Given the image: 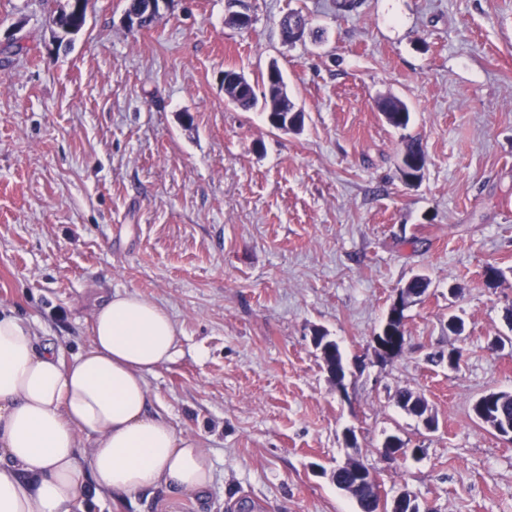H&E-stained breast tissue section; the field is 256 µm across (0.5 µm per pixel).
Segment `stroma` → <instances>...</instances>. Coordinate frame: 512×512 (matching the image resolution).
I'll use <instances>...</instances> for the list:
<instances>
[{
    "label": "stroma",
    "instance_id": "1",
    "mask_svg": "<svg viewBox=\"0 0 512 512\" xmlns=\"http://www.w3.org/2000/svg\"><path fill=\"white\" fill-rule=\"evenodd\" d=\"M67 6L0 0V308L68 358L114 293L170 313L177 353L149 390L214 466L178 512H358L330 480L354 457L433 512H512V441L471 412L512 392V347L496 345L512 338V0H167L138 31L126 0H90L64 48L48 17ZM291 12L304 41L280 35ZM273 62L301 131L224 95L226 70L257 85ZM387 96L406 129L379 111ZM410 138L427 158L411 185ZM419 274L404 348L381 357L373 338ZM391 435L409 454L385 456ZM378 107L391 126L397 129L407 128L410 121V112L404 101L397 97H386L379 102Z\"/></svg>",
    "mask_w": 512,
    "mask_h": 512
}]
</instances>
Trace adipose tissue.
Wrapping results in <instances>:
<instances>
[{
  "label": "adipose tissue",
  "mask_w": 512,
  "mask_h": 512,
  "mask_svg": "<svg viewBox=\"0 0 512 512\" xmlns=\"http://www.w3.org/2000/svg\"><path fill=\"white\" fill-rule=\"evenodd\" d=\"M179 330L157 304L115 293L90 346L62 349L0 311V512H87L96 499L164 488L160 512L204 494L213 461L151 410L148 374L176 355Z\"/></svg>",
  "instance_id": "1"
}]
</instances>
